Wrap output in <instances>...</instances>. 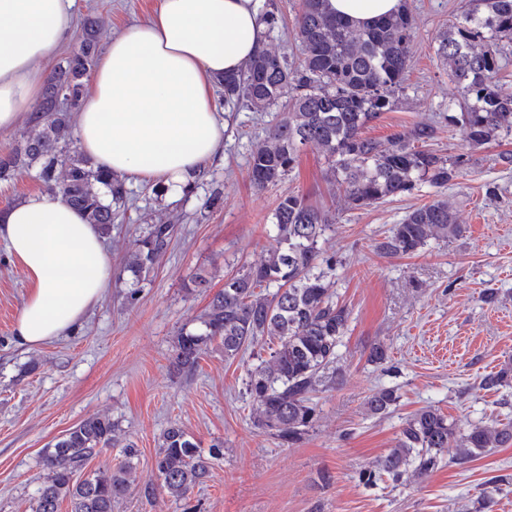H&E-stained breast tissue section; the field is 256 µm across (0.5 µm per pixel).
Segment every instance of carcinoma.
I'll list each match as a JSON object with an SVG mask.
<instances>
[{
  "mask_svg": "<svg viewBox=\"0 0 512 512\" xmlns=\"http://www.w3.org/2000/svg\"><path fill=\"white\" fill-rule=\"evenodd\" d=\"M474 8L448 22L438 36V55L456 84L464 107L448 114L471 149H481L512 133V95L498 90L496 75L504 48L512 44V0H479ZM302 46L297 65L276 47L266 46L238 74L220 81L224 102L265 112L288 97L266 136L249 160L251 184L262 190L289 175L306 147L319 149L328 162V180L344 194L348 208L361 209L407 193L417 185L448 186L461 161L429 148L435 128L418 123L388 144L362 135L363 128L392 109L405 89L412 65V16L407 6L372 26H355L336 16L329 0H301L295 18ZM97 22L84 19L78 47L48 78L39 116L23 140L0 155V181L23 170H37L46 189L62 194L91 224L111 231L125 204V182L70 150L72 112L98 55ZM336 212L289 192L280 196L271 230L279 247L266 259L242 266L212 296L194 331L181 329L172 362L184 373L196 370L204 347L220 341L224 359L233 360L255 346L269 358L247 371L246 395L257 407V426L282 446H293L314 426L319 386L336 383L338 347L348 329L350 312L332 290L336 258L322 252L320 241L335 231ZM459 232L455 210L446 199L410 211L376 245L384 255H413L431 239ZM174 239V225L150 224L124 270L144 281L164 258ZM512 385V369L483 379L487 389ZM398 402L395 389L381 387L367 398V410L384 415ZM111 419L90 416L44 449L47 480L37 489L34 512H113L137 487L139 449L128 442L123 461L85 479L76 475L87 462L116 442ZM512 445V423H477L461 429L441 411L426 407L408 417L393 448L362 472L366 482L386 474L398 481L412 472L432 473L448 449L465 464L494 448ZM223 457L215 444L208 455L180 426L162 436L153 478L139 493L160 491L189 502L192 490L209 477Z\"/></svg>",
  "mask_w": 512,
  "mask_h": 512,
  "instance_id": "obj_1",
  "label": "carcinoma"
}]
</instances>
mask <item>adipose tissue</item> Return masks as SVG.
I'll return each instance as SVG.
<instances>
[{
	"instance_id": "1",
	"label": "adipose tissue",
	"mask_w": 512,
	"mask_h": 512,
	"mask_svg": "<svg viewBox=\"0 0 512 512\" xmlns=\"http://www.w3.org/2000/svg\"><path fill=\"white\" fill-rule=\"evenodd\" d=\"M259 0H157L145 20L112 39L76 112L80 149L112 174L182 194L221 149L214 102L267 41ZM76 0H0V130L35 116L47 74L39 66L76 33ZM356 25L398 11L400 0H331ZM0 240L28 281L14 325L33 347L80 324L112 281L101 229L59 193L33 191L0 209Z\"/></svg>"
}]
</instances>
